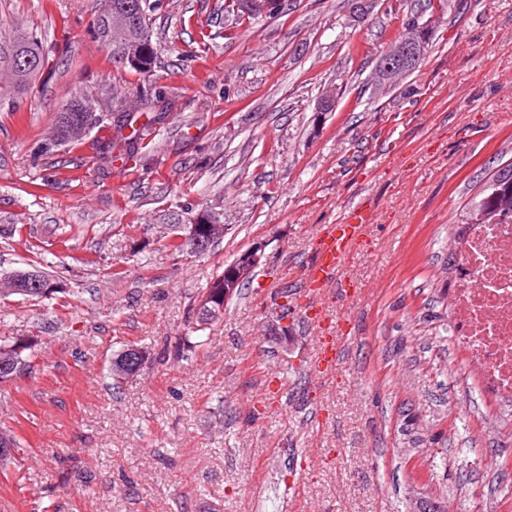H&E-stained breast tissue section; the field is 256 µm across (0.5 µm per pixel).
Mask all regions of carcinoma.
I'll return each mask as SVG.
<instances>
[{
  "label": "carcinoma",
  "instance_id": "carcinoma-1",
  "mask_svg": "<svg viewBox=\"0 0 512 512\" xmlns=\"http://www.w3.org/2000/svg\"><path fill=\"white\" fill-rule=\"evenodd\" d=\"M162 3L151 5L147 0H100L95 7V17L92 23L91 34L102 48L112 55V60L124 67L147 74L158 59V48L153 41L151 20L160 10ZM423 11L412 10L406 15L403 22L404 30L416 25L426 28V32L419 37L416 50L420 56H425L432 46L434 34L431 20H422ZM396 45H391L380 55L375 72L372 76V85L378 91L396 86L409 73L405 69L398 73L387 68L392 59ZM29 58L35 61V67L20 69L13 65L15 60ZM8 67L11 74L9 93L20 96L27 92L31 81L48 67L49 60L38 35L32 31L18 33L7 54ZM126 92L116 86L112 87V108L101 109L94 100L84 92L72 96L67 102L68 111L58 112L54 132L51 138L45 140L40 147L42 156H50L57 149L80 142L93 132L103 128L111 130L127 123L134 124L131 119L133 113L126 111ZM165 119V113L157 112L148 118V121L139 127L133 128L127 136H111L105 141L93 144V153L81 165L88 164L101 166L112 164L118 160H129L138 154L141 143L154 133L155 125ZM496 215H512V162L502 166L492 173L484 183L481 191L467 203L463 209L462 224H479ZM219 223V214L204 210L197 214L196 226L191 236L185 240L176 237L166 244L173 251L190 250L194 253L205 252L215 239L209 237L207 225ZM13 294L25 299H41L56 292L50 279L42 274L34 275L28 270H17L10 274ZM251 279V276L241 275L239 262L235 261L224 268L210 286L203 292L207 297L204 304H196V326L204 330L217 323L224 317V289L230 294L237 293ZM11 350L15 366L7 377L0 382L11 380L30 368L29 358L24 352L30 345L13 336H0V348Z\"/></svg>",
  "mask_w": 512,
  "mask_h": 512
}]
</instances>
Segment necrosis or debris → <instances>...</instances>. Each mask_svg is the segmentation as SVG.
<instances>
[{
	"label": "necrosis or debris",
	"mask_w": 512,
	"mask_h": 512,
	"mask_svg": "<svg viewBox=\"0 0 512 512\" xmlns=\"http://www.w3.org/2000/svg\"><path fill=\"white\" fill-rule=\"evenodd\" d=\"M448 288L453 343L485 396L512 402V217L467 225Z\"/></svg>",
	"instance_id": "4bbe7bcc"
}]
</instances>
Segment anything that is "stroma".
<instances>
[{
  "instance_id": "35a3bbf8",
  "label": "stroma",
  "mask_w": 512,
  "mask_h": 512,
  "mask_svg": "<svg viewBox=\"0 0 512 512\" xmlns=\"http://www.w3.org/2000/svg\"><path fill=\"white\" fill-rule=\"evenodd\" d=\"M428 0H285L275 18L224 0H164L151 74L117 67L89 29L94 0H0V47L36 30L51 63L0 109V275L43 271L52 302L0 301L31 368L0 384L19 450L0 512H512V407L469 381L448 321L462 209L512 162V0L449 6L400 88L371 73ZM159 86L171 108L141 155L81 165L91 141L38 156L72 92L111 102ZM339 95L322 112V92ZM375 213L322 303L343 344L313 366L300 281L311 241L352 205ZM224 216L200 254L172 216ZM258 248L262 264L199 331L195 298ZM288 306L280 338L270 302ZM146 356L122 379L112 360Z\"/></svg>"
}]
</instances>
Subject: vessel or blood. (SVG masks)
Instances as JSON below:
<instances>
[{"mask_svg":"<svg viewBox=\"0 0 512 512\" xmlns=\"http://www.w3.org/2000/svg\"><path fill=\"white\" fill-rule=\"evenodd\" d=\"M374 221L369 207L354 205L341 221L326 225L313 242V258L303 274V307L306 320L319 332L318 352L314 359L318 371L335 367L339 360V346L334 337L327 335V325L320 315L321 297L326 287L331 285L335 286L339 298L348 299L357 295L354 281L344 276L343 271Z\"/></svg>","mask_w":512,"mask_h":512,"instance_id":"vessel-or-blood-1","label":"vessel or blood"}]
</instances>
